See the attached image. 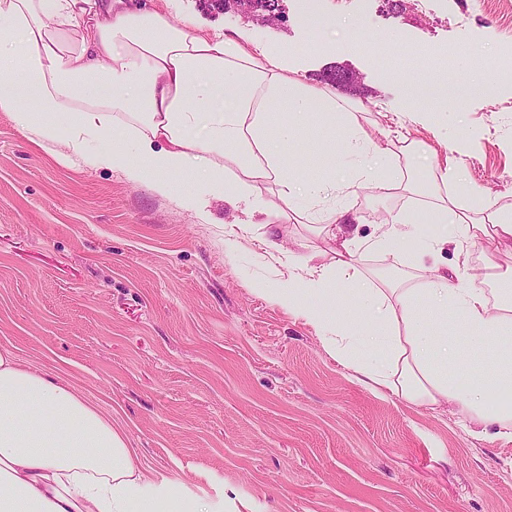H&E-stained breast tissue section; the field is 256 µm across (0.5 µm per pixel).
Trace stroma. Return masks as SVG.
<instances>
[{"instance_id":"obj_1","label":"stroma","mask_w":512,"mask_h":512,"mask_svg":"<svg viewBox=\"0 0 512 512\" xmlns=\"http://www.w3.org/2000/svg\"><path fill=\"white\" fill-rule=\"evenodd\" d=\"M199 31L281 48L353 111L378 166L420 174L458 145L469 179L512 211V84L449 90L422 117L388 67L395 52L478 73L512 54V0H279L283 18L219 0H144ZM467 24H459L462 12ZM97 143L61 163L0 112V347L66 378L126 432L136 468L211 512H512V436L477 438L451 405L416 407L358 384L316 329L256 290L288 265L331 264L316 236L337 203L373 236L404 208L358 182L291 213L269 181L255 210L208 198L205 215L127 174L93 167ZM277 225L276 235L266 225Z\"/></svg>"}]
</instances>
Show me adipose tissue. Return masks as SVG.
I'll list each match as a JSON object with an SVG mask.
<instances>
[{
	"label": "adipose tissue",
	"instance_id": "ef3b65f1",
	"mask_svg": "<svg viewBox=\"0 0 512 512\" xmlns=\"http://www.w3.org/2000/svg\"><path fill=\"white\" fill-rule=\"evenodd\" d=\"M191 24L128 0H0V112L39 144H66L65 163L98 142L93 167L123 171L189 209L203 211L209 196L250 203L273 180L299 211L320 188L295 181L284 146L298 130L328 141L342 126L358 137L354 113L288 76L284 53ZM274 103L288 108V124L275 126ZM228 161L238 175L225 176ZM175 173L198 175V191L178 189ZM374 186L417 196L438 232L425 234L402 210L361 244L359 216L337 209L314 228L340 242L331 265L259 293L313 325L363 386L419 407L449 403L481 428L512 435V298L491 301L485 288L511 285L512 267L461 275L470 263L464 244L512 251V216L486 215L481 191L450 156L415 181L388 168ZM449 245L454 263L436 262ZM366 251L383 268H364ZM184 509L173 483L136 469L109 415L55 372L0 348V512Z\"/></svg>",
	"mask_w": 512,
	"mask_h": 512
}]
</instances>
